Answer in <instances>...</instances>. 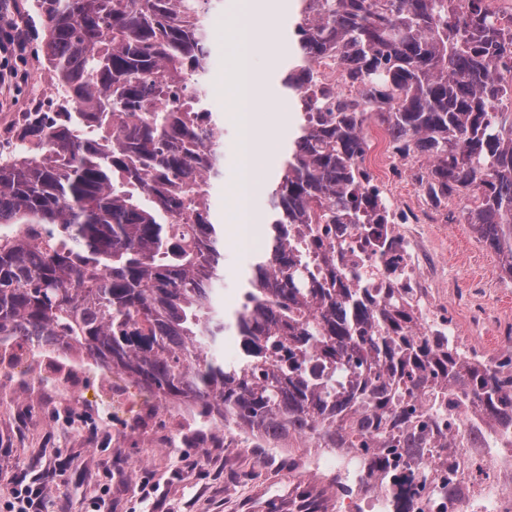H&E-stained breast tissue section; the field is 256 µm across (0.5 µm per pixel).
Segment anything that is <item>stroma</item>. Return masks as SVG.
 Listing matches in <instances>:
<instances>
[{"mask_svg":"<svg viewBox=\"0 0 512 512\" xmlns=\"http://www.w3.org/2000/svg\"><path fill=\"white\" fill-rule=\"evenodd\" d=\"M32 0H5L1 7L18 16L24 46L11 64L18 76L0 85V120L25 111L24 88L42 79L36 64L43 59V25L34 18ZM273 35L253 57L267 71L273 101L254 112L268 130L266 178L239 209L235 188L240 178L235 120L229 98L228 58L233 40L228 28L240 0H210L206 19L212 56L205 84L213 111L224 128V175L211 190L213 220L224 231L225 311L239 303L255 251L238 248L241 226L258 234L270 212L269 190L280 172L292 138L295 110L286 104L281 79L291 49L293 0H273ZM457 210L448 221L425 226L434 238L437 260L446 272V286L460 301L456 318L469 325L479 293L491 295L504 320L512 319V281L504 279L498 256L480 244L470 225L458 223ZM18 352L0 356V512H13L16 482L39 487L36 512H299L313 503L316 512H333L336 489L292 474L291 456L271 457L264 448L238 450L224 445L223 433L170 440V421L162 410L145 411L148 390L122 372L110 380L99 376V364L87 370L81 400L71 403L81 424L67 428L59 421L61 402L14 372Z\"/></svg>","mask_w":512,"mask_h":512,"instance_id":"35a3bbf8","label":"stroma"}]
</instances>
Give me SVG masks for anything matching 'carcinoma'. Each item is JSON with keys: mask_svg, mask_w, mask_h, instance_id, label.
I'll use <instances>...</instances> for the list:
<instances>
[{"mask_svg": "<svg viewBox=\"0 0 512 512\" xmlns=\"http://www.w3.org/2000/svg\"><path fill=\"white\" fill-rule=\"evenodd\" d=\"M296 2L283 86L297 135L250 288L226 317L210 204L223 169L203 153L222 132L213 113L188 119L168 104L208 69V0H34L47 61L79 111L40 116L26 132L35 155L0 161V226L15 227L0 234V336L83 354L226 427L361 448L364 482L418 459L430 435L416 401L456 411L460 378L490 419L512 417L508 362L471 363L418 334L406 304L336 264L331 240L333 224L388 221L364 164L374 119L396 153L428 157L419 188L437 206L459 199L512 278V37L489 0ZM326 55L355 96L309 95ZM229 334L233 364L219 355Z\"/></svg>", "mask_w": 512, "mask_h": 512, "instance_id": "carcinoma-1", "label": "carcinoma"}]
</instances>
